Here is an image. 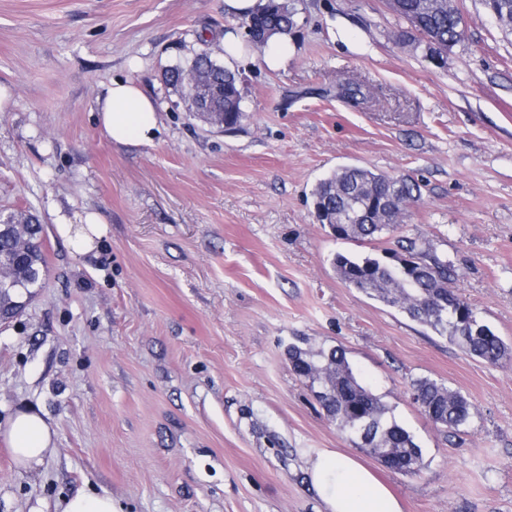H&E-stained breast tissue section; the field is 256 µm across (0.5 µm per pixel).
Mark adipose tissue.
<instances>
[{
    "label": "adipose tissue",
    "mask_w": 512,
    "mask_h": 512,
    "mask_svg": "<svg viewBox=\"0 0 512 512\" xmlns=\"http://www.w3.org/2000/svg\"><path fill=\"white\" fill-rule=\"evenodd\" d=\"M98 106L100 121L114 144L154 146L160 131L157 105L134 81L112 80ZM5 434L20 467L40 465L51 451L52 428L33 409L16 411ZM308 474L326 512H404L390 487L354 455L322 451L310 462Z\"/></svg>",
    "instance_id": "ef3b65f1"
}]
</instances>
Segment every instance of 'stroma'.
Returning a JSON list of instances; mask_svg holds the SVG:
<instances>
[{
	"mask_svg": "<svg viewBox=\"0 0 512 512\" xmlns=\"http://www.w3.org/2000/svg\"><path fill=\"white\" fill-rule=\"evenodd\" d=\"M442 63L387 0H294L284 68L229 62L248 118L218 132L190 119L165 78L239 31L224 0H0V210L44 227L48 276L0 325V427L18 409L55 431L25 471L0 430V512L80 491L123 512H325L307 466L352 450L289 345L339 348L414 435L424 466L370 455L404 512H512V365L494 367L347 287L336 253L426 242L460 272L478 318L512 345V33L481 0ZM153 95L154 146L112 143L96 118L111 80ZM357 83L360 105L336 84ZM409 177L420 199L395 235L339 240L313 214L340 167ZM99 214L76 251L59 216ZM459 391L457 434L413 404L410 383Z\"/></svg>",
	"mask_w": 512,
	"mask_h": 512,
	"instance_id": "35a3bbf8",
	"label": "stroma"
}]
</instances>
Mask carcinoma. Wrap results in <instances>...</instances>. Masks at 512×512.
I'll list each match as a JSON object with an SVG mask.
<instances>
[{
  "label": "carcinoma",
  "instance_id": "obj_1",
  "mask_svg": "<svg viewBox=\"0 0 512 512\" xmlns=\"http://www.w3.org/2000/svg\"><path fill=\"white\" fill-rule=\"evenodd\" d=\"M486 12L512 32V0H481ZM395 13L407 21L425 41L430 56L443 57L460 42L454 15L437 7L436 0H397ZM248 42L264 53L270 38L296 32L293 0H264L256 12L243 19ZM189 69L206 74L208 87L200 92L203 108L230 114L237 127L245 118L235 73L203 51ZM343 98L357 105L365 99L362 87L340 82ZM418 185L407 177L356 166L343 167L319 180L312 192L314 216L326 224L339 240L370 239L393 233L407 208L418 200ZM15 213L0 218V263L11 275L0 282V317L11 319L22 302L32 300L44 287L47 263L43 253L42 224ZM399 248L419 261L405 274L384 257H358L338 253L333 265L340 279L382 304L396 308L409 319L430 327L466 354L497 366L512 359V347L504 343L477 317L456 288L458 273L448 260L430 254L425 244L410 238ZM294 373L311 384L315 396L336 428L359 448L387 468L409 473L408 459L423 467L422 448L398 422L392 409L354 374L345 353L336 348L313 352L296 344L288 347ZM411 395L422 412L435 424L450 431L467 425L474 407L460 392L428 378L411 383Z\"/></svg>",
  "mask_w": 512,
  "mask_h": 512
}]
</instances>
